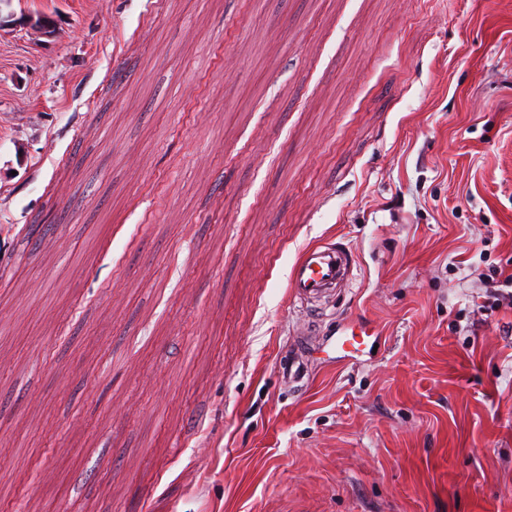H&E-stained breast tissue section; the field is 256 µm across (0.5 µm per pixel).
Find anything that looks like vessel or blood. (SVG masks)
I'll return each instance as SVG.
<instances>
[{"instance_id": "b4317fda", "label": "vessel or blood", "mask_w": 512, "mask_h": 512, "mask_svg": "<svg viewBox=\"0 0 512 512\" xmlns=\"http://www.w3.org/2000/svg\"><path fill=\"white\" fill-rule=\"evenodd\" d=\"M354 265V254L344 244L312 246L302 253L292 269L291 293L298 300L325 296L349 281Z\"/></svg>"}]
</instances>
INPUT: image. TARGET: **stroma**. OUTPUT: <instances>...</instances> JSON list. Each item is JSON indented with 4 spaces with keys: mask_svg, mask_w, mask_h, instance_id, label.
<instances>
[{
    "mask_svg": "<svg viewBox=\"0 0 512 512\" xmlns=\"http://www.w3.org/2000/svg\"><path fill=\"white\" fill-rule=\"evenodd\" d=\"M502 272L512 0H0V512H512ZM354 265L352 250L342 243H325L306 249L290 276L294 299H314L334 292L349 281Z\"/></svg>",
    "mask_w": 512,
    "mask_h": 512,
    "instance_id": "35a3bbf8",
    "label": "stroma"
}]
</instances>
